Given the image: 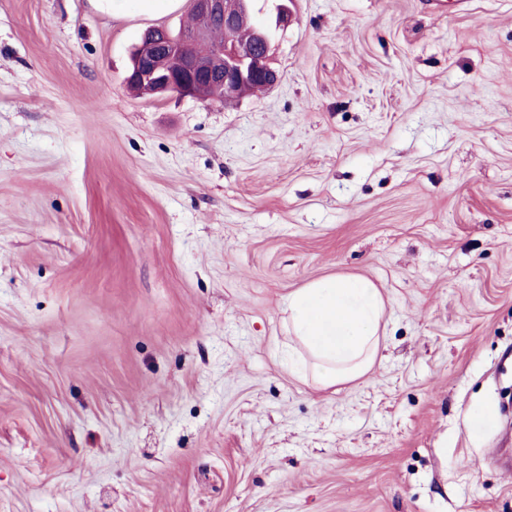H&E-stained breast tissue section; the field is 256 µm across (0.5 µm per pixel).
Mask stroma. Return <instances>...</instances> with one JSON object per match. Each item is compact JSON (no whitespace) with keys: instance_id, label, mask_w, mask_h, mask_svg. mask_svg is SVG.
I'll return each mask as SVG.
<instances>
[{"instance_id":"obj_1","label":"stroma","mask_w":512,"mask_h":512,"mask_svg":"<svg viewBox=\"0 0 512 512\" xmlns=\"http://www.w3.org/2000/svg\"><path fill=\"white\" fill-rule=\"evenodd\" d=\"M278 3L202 103L124 85L190 0H0V512H512V0ZM333 274L386 340L321 388L280 303ZM105 2V6L112 8L114 12H122L128 7V2H137L135 5L138 9L144 12H156L171 9L175 6L177 1L180 0H98Z\"/></svg>"}]
</instances>
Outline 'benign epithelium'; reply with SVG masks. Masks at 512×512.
I'll list each match as a JSON object with an SVG mask.
<instances>
[{
  "instance_id": "obj_1",
  "label": "benign epithelium",
  "mask_w": 512,
  "mask_h": 512,
  "mask_svg": "<svg viewBox=\"0 0 512 512\" xmlns=\"http://www.w3.org/2000/svg\"><path fill=\"white\" fill-rule=\"evenodd\" d=\"M197 27L176 41L143 35L139 53L132 60L126 83L150 94L176 93L202 102L213 99L212 87L223 90L222 100L240 98L257 86L275 85L278 73L269 62V39L254 30L253 47L225 46L209 53L190 52L205 40L209 28L222 23L236 28L247 22L245 0H194Z\"/></svg>"
}]
</instances>
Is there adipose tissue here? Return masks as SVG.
<instances>
[{"mask_svg": "<svg viewBox=\"0 0 512 512\" xmlns=\"http://www.w3.org/2000/svg\"><path fill=\"white\" fill-rule=\"evenodd\" d=\"M288 332L306 350L324 388L368 375L380 354L387 301L380 287L355 275L312 280L283 299Z\"/></svg>", "mask_w": 512, "mask_h": 512, "instance_id": "obj_1", "label": "adipose tissue"}]
</instances>
